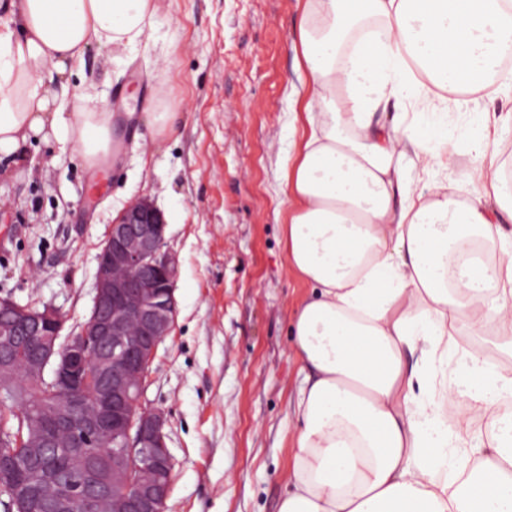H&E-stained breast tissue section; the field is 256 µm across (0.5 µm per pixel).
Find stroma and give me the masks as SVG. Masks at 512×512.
Listing matches in <instances>:
<instances>
[{
    "mask_svg": "<svg viewBox=\"0 0 512 512\" xmlns=\"http://www.w3.org/2000/svg\"><path fill=\"white\" fill-rule=\"evenodd\" d=\"M304 3L159 0L149 42L95 43L77 74L44 77L105 111L130 103L112 124L115 160L88 167L39 137L0 159V295L52 304L68 324L90 310L113 218L142 197L165 215L177 318L145 398L167 418V512H278L286 489L304 378L288 324L308 289L288 270L281 166L306 128ZM164 108L167 129L151 119Z\"/></svg>",
    "mask_w": 512,
    "mask_h": 512,
    "instance_id": "1",
    "label": "stroma"
}]
</instances>
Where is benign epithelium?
<instances>
[{"mask_svg":"<svg viewBox=\"0 0 512 512\" xmlns=\"http://www.w3.org/2000/svg\"><path fill=\"white\" fill-rule=\"evenodd\" d=\"M163 211L149 198L127 205L115 218L98 255L94 296L86 325L63 334L65 318L51 304H22L0 296V398L19 401L16 350L31 348L27 374L56 385V412L62 438L37 433L32 448H71L77 426L112 449L106 476L94 472L88 458L45 479L41 512H65L77 498L87 512L112 498L114 512H166L173 482V460L166 443V416L143 403L145 382L159 345L170 336L177 316L179 269L166 239ZM95 383V415L74 422L73 393ZM10 465L0 469V489L10 496L9 512H31L33 487L13 479V451L0 448Z\"/></svg>","mask_w":512,"mask_h":512,"instance_id":"benign-epithelium-1","label":"benign epithelium"}]
</instances>
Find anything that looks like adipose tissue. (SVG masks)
Instances as JSON below:
<instances>
[{
	"mask_svg": "<svg viewBox=\"0 0 512 512\" xmlns=\"http://www.w3.org/2000/svg\"><path fill=\"white\" fill-rule=\"evenodd\" d=\"M158 0H20L0 30V154L30 138L72 143L89 166L112 115L44 87L91 43L150 40ZM308 125L288 158V265L309 289L290 325L305 371L278 512H512V182L490 176L489 113L448 118V94L483 90L512 55V0H306ZM399 111L387 115L388 104ZM413 113H406V106ZM474 152L455 180L412 171ZM455 408L449 419L447 408ZM488 439L465 438L464 418ZM452 154L455 158V167L452 169L454 173L451 178H461V175L469 168L472 155L471 146L468 142H452L448 143V154Z\"/></svg>",
	"mask_w": 512,
	"mask_h": 512,
	"instance_id": "adipose-tissue-1",
	"label": "adipose tissue"
}]
</instances>
